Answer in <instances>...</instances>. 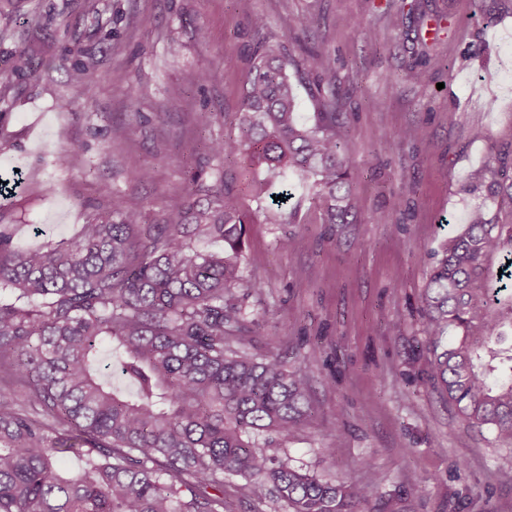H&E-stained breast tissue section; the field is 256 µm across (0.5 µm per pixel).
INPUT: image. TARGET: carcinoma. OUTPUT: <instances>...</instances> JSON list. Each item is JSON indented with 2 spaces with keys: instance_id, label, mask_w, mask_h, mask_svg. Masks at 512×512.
<instances>
[{
  "instance_id": "carcinoma-1",
  "label": "carcinoma",
  "mask_w": 512,
  "mask_h": 512,
  "mask_svg": "<svg viewBox=\"0 0 512 512\" xmlns=\"http://www.w3.org/2000/svg\"><path fill=\"white\" fill-rule=\"evenodd\" d=\"M290 64L257 53L237 133L206 152L259 176L266 223H285L296 170L312 180L321 223L345 224L361 173L336 129V90L301 123ZM29 70L23 54L1 67L0 95ZM58 160L81 171L84 150L69 144ZM473 179L504 198L505 218L477 206L448 238L421 328L433 385L464 422L512 445V347L500 346L512 329V144L490 145ZM193 183L159 223L125 215L104 185L112 212L73 238L22 250L0 225V512H225L224 479L237 477L274 512H359L369 498L256 451V437L272 445L301 430L308 390L278 355L250 352L245 307L264 290L240 271L251 214L223 177ZM200 240L223 252L197 250ZM65 457L78 467L62 468Z\"/></svg>"
}]
</instances>
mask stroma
<instances>
[{"mask_svg":"<svg viewBox=\"0 0 512 512\" xmlns=\"http://www.w3.org/2000/svg\"><path fill=\"white\" fill-rule=\"evenodd\" d=\"M1 28L0 65L24 50L32 66L0 99V177L17 183L0 224L21 249L106 214L102 185L157 222L193 172L213 180L198 115L212 114V134H234L256 47L306 60L293 80L304 124L334 83L363 172L355 223H321L308 181L293 176L286 223L249 225L240 265L265 286L246 309L255 352L297 370L312 405L274 453L326 480L371 484L362 512L390 498L400 512H512V447L469 427L432 385L419 317L442 243L473 206L499 210L472 175L489 143L512 142V0H490L481 17L472 0H24ZM309 47L331 74L306 59ZM90 59L93 79L74 85L72 68ZM405 127L419 136L396 139ZM70 143L84 149L82 172L56 161ZM146 168L151 180H136ZM378 211L391 223H376Z\"/></svg>","mask_w":512,"mask_h":512,"instance_id":"35a3bbf8","label":"stroma"}]
</instances>
